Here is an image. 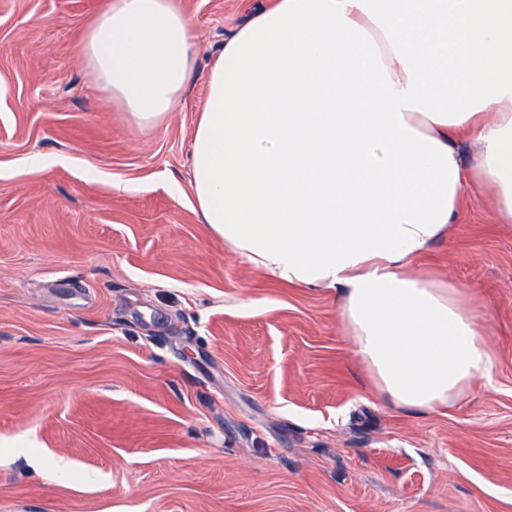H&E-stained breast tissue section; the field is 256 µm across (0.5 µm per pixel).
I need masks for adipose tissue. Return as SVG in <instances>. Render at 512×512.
<instances>
[{"mask_svg": "<svg viewBox=\"0 0 512 512\" xmlns=\"http://www.w3.org/2000/svg\"><path fill=\"white\" fill-rule=\"evenodd\" d=\"M195 43L180 0H104L77 51L149 124L190 82ZM207 84L190 155L202 223L278 281L334 292L397 406L434 412L490 380L471 298L415 264L474 192L512 224V0H246Z\"/></svg>", "mask_w": 512, "mask_h": 512, "instance_id": "adipose-tissue-1", "label": "adipose tissue"}]
</instances>
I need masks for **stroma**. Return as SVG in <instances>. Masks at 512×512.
I'll return each mask as SVG.
<instances>
[{"instance_id":"1","label":"stroma","mask_w":512,"mask_h":512,"mask_svg":"<svg viewBox=\"0 0 512 512\" xmlns=\"http://www.w3.org/2000/svg\"><path fill=\"white\" fill-rule=\"evenodd\" d=\"M99 3L0 0V512H512V224L487 193L418 267L473 296L492 382L419 416L377 393L333 293L194 209L239 0H182L195 71L146 126L76 52Z\"/></svg>"}]
</instances>
